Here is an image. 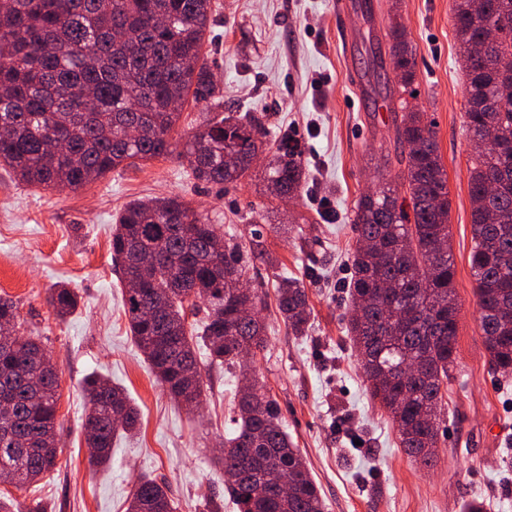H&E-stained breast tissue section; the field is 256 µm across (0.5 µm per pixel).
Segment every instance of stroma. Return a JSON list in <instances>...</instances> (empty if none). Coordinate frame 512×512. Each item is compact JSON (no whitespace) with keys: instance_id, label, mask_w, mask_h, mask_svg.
Segmentation results:
<instances>
[{"instance_id":"35a3bbf8","label":"stroma","mask_w":512,"mask_h":512,"mask_svg":"<svg viewBox=\"0 0 512 512\" xmlns=\"http://www.w3.org/2000/svg\"><path fill=\"white\" fill-rule=\"evenodd\" d=\"M204 53L224 107L265 115L297 141L311 173L300 197H266L265 162L227 185L193 178L180 151L202 122L187 103L170 134L172 154L73 192L18 183L0 165V296L14 300L25 335L39 337L60 375L58 463L36 486L0 484L16 512H125L139 477L165 479L177 512H237L214 465L234 431V397L243 377L274 398L286 430L320 488L325 512H512V378L492 372L479 326L469 266L472 144L466 131L467 79L454 27V0H355L337 14L333 0H216ZM397 9L416 50L414 95L400 100L387 56L390 9ZM434 123L448 174V225L459 303L456 361L448 376V412L433 467L410 459L398 432L367 389L346 332L356 245L355 203L397 173L394 113L401 105ZM180 196L219 231L237 229L272 208L288 234L265 228L277 267L255 264L251 286L271 289L277 272L300 279L313 311L308 336H292L275 309L265 310L267 342L247 370L203 365V405L188 409L159 384L135 345L112 261V225L137 198ZM77 289L66 321L47 303L52 288ZM102 375L123 387L140 416L107 466L90 469L83 431L84 383Z\"/></svg>"}]
</instances>
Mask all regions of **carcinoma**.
I'll use <instances>...</instances> for the list:
<instances>
[{"mask_svg": "<svg viewBox=\"0 0 512 512\" xmlns=\"http://www.w3.org/2000/svg\"><path fill=\"white\" fill-rule=\"evenodd\" d=\"M456 34L466 71V127L493 134L498 149L472 161L470 268L477 283L480 329L490 365L512 375V0H455ZM213 0H0V163L19 181L78 191L106 174L172 153L170 133L191 100L221 107L203 47ZM499 32L484 49L487 29ZM390 62L405 93L416 54L391 19ZM399 171L355 204L357 244L347 283L353 309L347 331L370 396L397 427L405 454L429 466L448 406L445 382L456 354L459 303L448 229V174L433 123L424 113L395 115ZM144 133L129 137V130ZM271 153L269 195L301 193L309 173L303 151L270 134L256 112L206 117L179 153L195 179L235 183L250 175L248 155ZM249 247L219 235L208 217L175 196L136 199L115 218L112 259L124 286L131 336L158 382L178 403L199 401L204 381L197 352L212 365L242 367L266 343L265 325L242 315L268 292L241 296L226 279L259 261L273 264L259 222ZM154 254L156 265L139 267ZM275 307L294 336L306 335L311 308L303 282L284 273ZM205 302V316L196 315ZM49 304L64 319L78 306L73 288L54 289ZM21 326L15 303L0 297V325ZM417 364L405 378V360ZM236 401L237 427L217 462L238 512H324L320 489L288 437L279 407L257 382ZM83 428L92 466L109 462L114 439L136 431L138 412L125 391L102 376L85 382ZM59 368L33 336L0 343V482L27 488L55 466ZM296 479L289 493L275 481ZM127 512H175L166 482L142 479Z\"/></svg>", "mask_w": 512, "mask_h": 512, "instance_id": "cac0c4a2", "label": "carcinoma"}]
</instances>
